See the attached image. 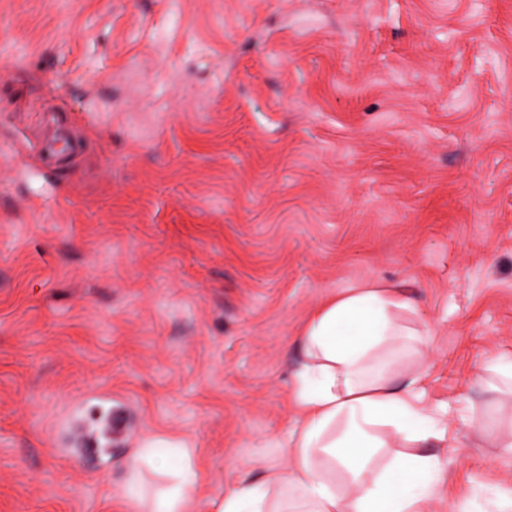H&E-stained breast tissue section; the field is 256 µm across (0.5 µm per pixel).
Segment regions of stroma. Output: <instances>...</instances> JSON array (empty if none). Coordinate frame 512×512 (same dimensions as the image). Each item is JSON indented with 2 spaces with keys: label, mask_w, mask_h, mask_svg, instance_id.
Segmentation results:
<instances>
[{
  "label": "stroma",
  "mask_w": 512,
  "mask_h": 512,
  "mask_svg": "<svg viewBox=\"0 0 512 512\" xmlns=\"http://www.w3.org/2000/svg\"><path fill=\"white\" fill-rule=\"evenodd\" d=\"M402 286L427 512H512V0H0V512L285 466L320 303ZM136 420L98 467L60 421ZM161 441L149 439L143 442L139 453L130 463L129 497L136 501L141 512H199L197 506V472L190 448L180 444H169L173 448L177 463L173 467L159 469L156 466L157 448ZM147 464L157 472L172 478V484L148 494L140 483V469Z\"/></svg>",
  "instance_id": "1"
}]
</instances>
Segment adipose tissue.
Returning a JSON list of instances; mask_svg holds the SVG:
<instances>
[{
  "label": "adipose tissue",
  "mask_w": 512,
  "mask_h": 512,
  "mask_svg": "<svg viewBox=\"0 0 512 512\" xmlns=\"http://www.w3.org/2000/svg\"><path fill=\"white\" fill-rule=\"evenodd\" d=\"M400 287L370 283L319 304L297 342L293 400L300 423L289 469L242 480L215 501V512H426L440 464L420 453L436 421L423 403L421 373L400 382L392 362L426 334ZM402 446L386 463L388 440ZM158 440L143 442L130 463L129 495L140 512H193L197 472L190 448L177 444L169 487L146 493L142 465H155Z\"/></svg>",
  "instance_id": "ef3b65f1"
}]
</instances>
